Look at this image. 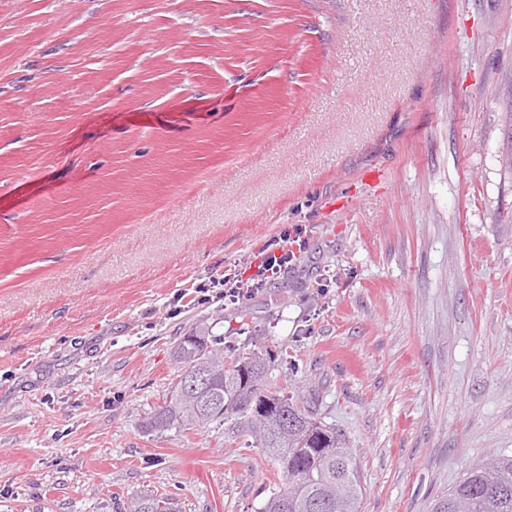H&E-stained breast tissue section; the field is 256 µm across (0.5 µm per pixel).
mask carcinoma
<instances>
[{
    "mask_svg": "<svg viewBox=\"0 0 512 512\" xmlns=\"http://www.w3.org/2000/svg\"><path fill=\"white\" fill-rule=\"evenodd\" d=\"M184 372L145 430L162 435L214 422L254 437L280 468L286 486L273 493L260 512H358L361 488L345 441L313 418L286 390L270 391L266 381L276 358L256 351L224 357V336L185 333L173 351ZM512 512V457L499 456L473 467L439 500L436 512ZM130 512H181L168 494L133 499Z\"/></svg>",
    "mask_w": 512,
    "mask_h": 512,
    "instance_id": "cac0c4a2",
    "label": "carcinoma"
}]
</instances>
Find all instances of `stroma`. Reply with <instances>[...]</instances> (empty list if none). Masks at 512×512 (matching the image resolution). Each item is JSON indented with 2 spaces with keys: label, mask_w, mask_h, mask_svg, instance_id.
I'll use <instances>...</instances> for the list:
<instances>
[{
  "label": "stroma",
  "mask_w": 512,
  "mask_h": 512,
  "mask_svg": "<svg viewBox=\"0 0 512 512\" xmlns=\"http://www.w3.org/2000/svg\"><path fill=\"white\" fill-rule=\"evenodd\" d=\"M195 328L287 350L359 512L512 455V0H0V512H259L254 438L144 430ZM303 233L302 225L300 226L299 224H294L290 228H284L280 234L279 240L268 243L259 254L260 261L257 263L256 273L245 278V271L242 276L237 275L236 279L231 284L229 279L224 277V279H226V282L224 281V288L230 284L227 290L224 289V298L226 299L228 296L236 298L234 295L238 294V296H240L244 294V290L248 293L250 288L258 287L261 282L259 277L267 271L278 273L281 270L294 267L298 263L300 255L304 252L307 245V239L302 238ZM294 245H296L297 251L291 249ZM273 246H275V248H273ZM275 249L280 251L279 255L276 254ZM130 512H181L172 495L145 494L134 498L130 503Z\"/></svg>",
  "instance_id": "35a3bbf8"
}]
</instances>
